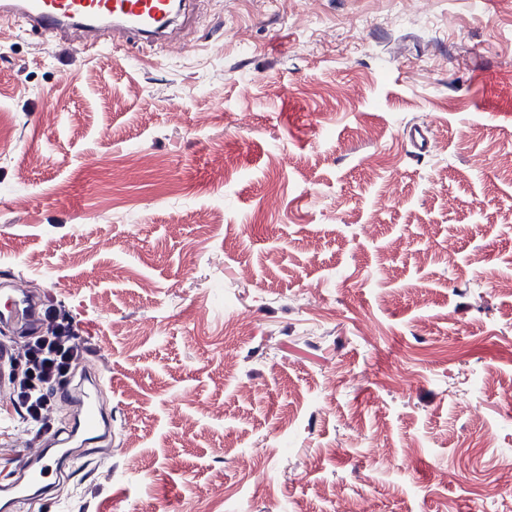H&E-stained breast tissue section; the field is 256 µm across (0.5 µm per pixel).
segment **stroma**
<instances>
[{
    "mask_svg": "<svg viewBox=\"0 0 512 512\" xmlns=\"http://www.w3.org/2000/svg\"><path fill=\"white\" fill-rule=\"evenodd\" d=\"M195 11L165 49L0 25V282L114 433L21 512H503L471 489L512 458V0ZM16 368L0 467L39 446Z\"/></svg>",
    "mask_w": 512,
    "mask_h": 512,
    "instance_id": "stroma-1",
    "label": "stroma"
}]
</instances>
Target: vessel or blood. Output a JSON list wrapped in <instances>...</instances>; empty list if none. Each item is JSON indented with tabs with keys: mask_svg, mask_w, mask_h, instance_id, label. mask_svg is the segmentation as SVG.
Returning <instances> with one entry per match:
<instances>
[{
	"mask_svg": "<svg viewBox=\"0 0 512 512\" xmlns=\"http://www.w3.org/2000/svg\"><path fill=\"white\" fill-rule=\"evenodd\" d=\"M177 0H0V19H12L19 26L54 39L72 33L93 43L119 46L121 43L154 42L173 34L171 16ZM39 325L38 305L18 288L0 290V326ZM66 400L76 403L80 415L69 430L81 446L93 447L112 434V419L100 410L90 387L67 385ZM43 449L25 455L0 482V499L15 508L27 492L42 489L54 478L56 469L46 450L63 446L58 434L42 438Z\"/></svg>",
	"mask_w": 512,
	"mask_h": 512,
	"instance_id": "1",
	"label": "vessel or blood"
}]
</instances>
